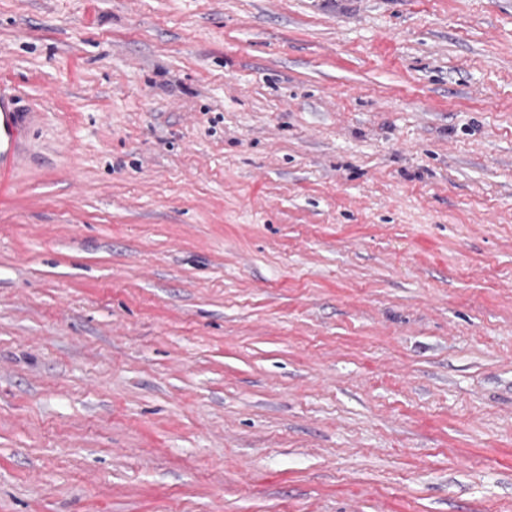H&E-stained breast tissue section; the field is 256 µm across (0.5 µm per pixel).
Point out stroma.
Segmentation results:
<instances>
[{
    "label": "stroma",
    "instance_id": "stroma-1",
    "mask_svg": "<svg viewBox=\"0 0 512 512\" xmlns=\"http://www.w3.org/2000/svg\"><path fill=\"white\" fill-rule=\"evenodd\" d=\"M0 512H512V0H0ZM15 94L0 92V171L10 174L16 166L21 139L26 129V115L10 108Z\"/></svg>",
    "mask_w": 512,
    "mask_h": 512
}]
</instances>
